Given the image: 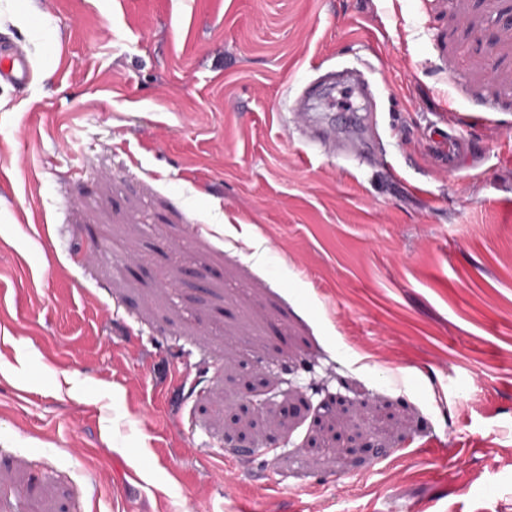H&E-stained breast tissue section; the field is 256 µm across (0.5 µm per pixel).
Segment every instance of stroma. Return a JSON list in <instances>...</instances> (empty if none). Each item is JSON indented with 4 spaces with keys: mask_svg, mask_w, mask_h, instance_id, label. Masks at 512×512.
<instances>
[{
    "mask_svg": "<svg viewBox=\"0 0 512 512\" xmlns=\"http://www.w3.org/2000/svg\"><path fill=\"white\" fill-rule=\"evenodd\" d=\"M511 16L0 0V512H512ZM32 73L24 49L7 41L0 45V84L14 87L26 85L32 79Z\"/></svg>",
    "mask_w": 512,
    "mask_h": 512,
    "instance_id": "obj_1",
    "label": "stroma"
}]
</instances>
